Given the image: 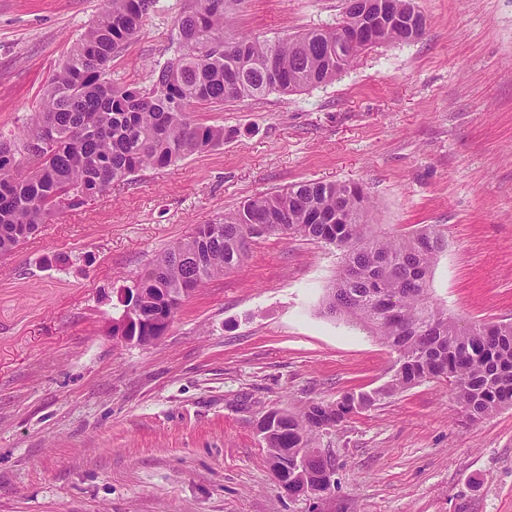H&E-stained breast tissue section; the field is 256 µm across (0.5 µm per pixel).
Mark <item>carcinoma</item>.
Masks as SVG:
<instances>
[{"instance_id": "obj_1", "label": "carcinoma", "mask_w": 512, "mask_h": 512, "mask_svg": "<svg viewBox=\"0 0 512 512\" xmlns=\"http://www.w3.org/2000/svg\"><path fill=\"white\" fill-rule=\"evenodd\" d=\"M102 2L52 79L28 138L0 140V255L61 207L224 143V127L198 123L192 113L333 81L365 51L413 41L426 27L416 0H345L334 27L260 38L233 26L248 0H188L170 37L173 55L154 64L150 87L138 88L112 81V61L139 36L156 0ZM372 211L363 188L350 182L306 181L248 198L170 245L134 285L138 317L112 319L114 336L164 333L161 319L244 264L251 246L270 235L335 248L338 271L324 310L383 340L395 353L393 374L370 392L299 414H264L276 423L264 437L272 469L302 457L301 470L279 478L290 494L332 467L312 447L315 435L423 380L444 382L471 421L512 406V323L463 326L432 296L433 269L448 250L445 225L394 234L373 223Z\"/></svg>"}]
</instances>
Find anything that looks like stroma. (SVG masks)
Masks as SVG:
<instances>
[{"label":"stroma","instance_id":"obj_1","mask_svg":"<svg viewBox=\"0 0 512 512\" xmlns=\"http://www.w3.org/2000/svg\"><path fill=\"white\" fill-rule=\"evenodd\" d=\"M342 0H250L235 27H331ZM102 0H0V139L41 97ZM424 35L336 80L196 112L223 146L148 167L0 257V512H512V408L468 420L427 379L323 432L322 497L284 491L258 433L390 379L395 356L321 311L336 252L269 236L186 297L165 334L112 333L126 288L198 224L303 181L360 184L373 221L448 229L434 298L512 321V0H416ZM185 0H158L112 78L149 86Z\"/></svg>","mask_w":512,"mask_h":512}]
</instances>
